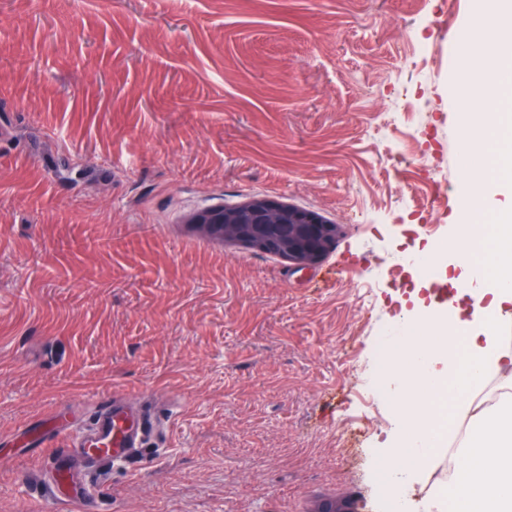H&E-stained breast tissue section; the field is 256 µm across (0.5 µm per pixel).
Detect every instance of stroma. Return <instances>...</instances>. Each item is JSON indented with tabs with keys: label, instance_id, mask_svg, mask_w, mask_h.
<instances>
[{
	"label": "stroma",
	"instance_id": "stroma-1",
	"mask_svg": "<svg viewBox=\"0 0 512 512\" xmlns=\"http://www.w3.org/2000/svg\"><path fill=\"white\" fill-rule=\"evenodd\" d=\"M474 0H0V436L102 394L160 423L92 512H288L373 478L384 326L441 280ZM264 195L338 226L299 270L174 227ZM47 448L0 447V512H31Z\"/></svg>",
	"mask_w": 512,
	"mask_h": 512
}]
</instances>
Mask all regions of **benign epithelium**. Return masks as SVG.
<instances>
[{
	"instance_id": "7a95c632",
	"label": "benign epithelium",
	"mask_w": 512,
	"mask_h": 512,
	"mask_svg": "<svg viewBox=\"0 0 512 512\" xmlns=\"http://www.w3.org/2000/svg\"><path fill=\"white\" fill-rule=\"evenodd\" d=\"M192 223L206 237L277 253L299 269L317 263L336 244V225L314 212L263 196L201 210L192 216Z\"/></svg>"
}]
</instances>
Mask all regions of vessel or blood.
Wrapping results in <instances>:
<instances>
[{
    "label": "vessel or blood",
    "instance_id": "1",
    "mask_svg": "<svg viewBox=\"0 0 512 512\" xmlns=\"http://www.w3.org/2000/svg\"><path fill=\"white\" fill-rule=\"evenodd\" d=\"M58 427L72 436L69 447L52 460L53 477L46 489V506H70L72 512H89L91 487L111 468L131 459L144 448L152 424L149 417L127 408L116 394L102 396L90 425L75 429L67 418Z\"/></svg>",
    "mask_w": 512,
    "mask_h": 512
}]
</instances>
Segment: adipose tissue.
<instances>
[{"label": "adipose tissue", "mask_w": 512, "mask_h": 512, "mask_svg": "<svg viewBox=\"0 0 512 512\" xmlns=\"http://www.w3.org/2000/svg\"><path fill=\"white\" fill-rule=\"evenodd\" d=\"M493 17L504 21L498 33L499 43L512 48V0H477L458 31V42L471 74L487 83H501L512 75V67L503 64L500 56L483 50L476 41L477 23ZM484 105V113L464 114L462 141L469 152L494 157L497 170L468 171L464 183L468 205L453 235L460 242L468 239L467 227L483 203L512 192V179L507 176L512 169V142L498 134L502 115L511 106L498 95L485 99ZM498 221L504 230L497 240L494 268L476 281L473 297L477 307L472 318L463 319L442 309L424 316L416 311L405 313L403 325L407 335L395 346L394 356L409 359L410 364L403 369L388 365L382 370L392 390L390 407L398 424L386 464L406 469L411 476L423 474L436 457V443L418 419L424 407L423 393L446 375L454 376L460 383L462 390L454 398L456 408L470 414L475 432L464 455L463 475L451 491L456 512H512V403L483 408L473 399L474 389L487 376L512 385V349L503 347L491 329L504 311L512 310V206L500 210ZM425 328L432 330L437 339L463 340L468 371L447 366L445 355L437 349L430 350L426 366L412 364L414 351L427 348L426 341L417 336Z\"/></svg>", "instance_id": "adipose-tissue-1"}]
</instances>
